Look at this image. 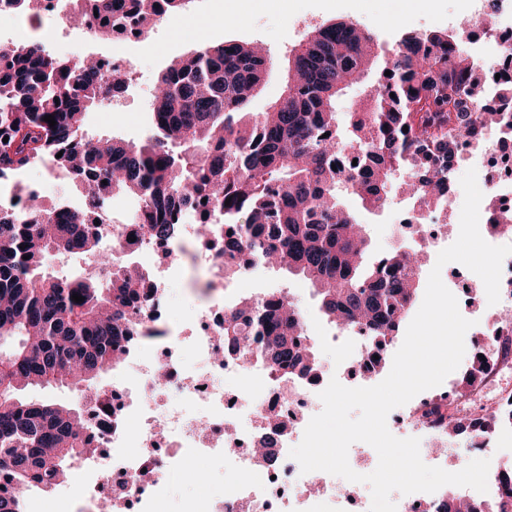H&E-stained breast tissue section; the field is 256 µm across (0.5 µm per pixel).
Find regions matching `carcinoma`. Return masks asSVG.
Instances as JSON below:
<instances>
[{"mask_svg":"<svg viewBox=\"0 0 512 512\" xmlns=\"http://www.w3.org/2000/svg\"><path fill=\"white\" fill-rule=\"evenodd\" d=\"M70 20L97 25L108 41L124 28L146 34L193 0H64ZM379 58L375 36L352 22L313 28L291 51L285 96L270 111L246 106L261 85L264 51L247 43L203 40L158 76L150 104L152 133L138 143L90 137L87 110L122 91L130 74L103 80L100 59L47 53L39 44L0 52V178L17 177L61 155L81 192L125 193L138 200L131 220L145 235L173 238L180 213L206 202L224 225V266L245 252L257 264L274 259L314 287L320 310L336 325L361 323L393 341L418 298L419 252L396 249L368 258L369 240L343 203L355 197L385 207L396 172L418 208L441 203L459 160L460 139L499 123L482 111L480 65L464 27L406 33L378 68L358 106L339 122L336 98L360 82ZM390 75H385L386 71ZM52 115L56 125L44 117ZM8 142H3V138ZM360 163L344 168L345 153ZM230 205H225L226 199ZM25 213L0 210V512H24L22 490H53L70 464L90 452L82 410L21 397L28 387L94 388L137 334L132 311L145 273L112 255L83 207L55 210L37 196ZM52 253L91 257L111 268L90 275L46 271ZM84 301L77 303L72 295ZM301 324L281 291L247 311L224 314V342L256 353L272 370L314 369L297 343ZM438 512H481L450 497Z\"/></svg>","mask_w":512,"mask_h":512,"instance_id":"obj_1","label":"carcinoma"}]
</instances>
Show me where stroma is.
Listing matches in <instances>:
<instances>
[{
  "label": "stroma",
  "mask_w": 512,
  "mask_h": 512,
  "mask_svg": "<svg viewBox=\"0 0 512 512\" xmlns=\"http://www.w3.org/2000/svg\"><path fill=\"white\" fill-rule=\"evenodd\" d=\"M461 0H426L415 5L411 0H295L289 14L266 7L264 0H254L244 7L242 0H195L183 24L178 27L161 23L139 41L125 45L132 62V82L117 100H104L89 110L84 129L93 136H112L124 141H139L149 134L152 123L150 100L160 71L178 57L194 52L201 39L213 42L233 40L265 45L273 58V67L250 102L253 112L268 111L283 95L287 83L286 58L298 40L313 27L338 21L353 22L371 30L383 48H390L408 32L449 31L460 20ZM9 39L22 44L38 43L48 50H59L64 57L87 54H112L113 44L87 41L72 28H62L33 20L17 26L0 22V41ZM402 194H392L387 206L378 212H361L371 254L402 247L404 241L395 232L396 217L404 209ZM238 287L250 294L282 290L298 300L311 325L323 326L327 320L319 309L313 288L305 279L284 270L264 266L243 276ZM194 467L170 469L163 475L164 512H181L183 502L198 491Z\"/></svg>",
  "instance_id": "1"
}]
</instances>
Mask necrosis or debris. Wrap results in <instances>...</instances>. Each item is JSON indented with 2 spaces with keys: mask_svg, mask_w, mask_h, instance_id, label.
Here are the masks:
<instances>
[{
  "mask_svg": "<svg viewBox=\"0 0 512 512\" xmlns=\"http://www.w3.org/2000/svg\"><path fill=\"white\" fill-rule=\"evenodd\" d=\"M467 39L484 62L480 73L485 103L502 107L497 96L512 81V0H499L487 17L477 0L467 8ZM461 158L477 172L483 186L480 222L495 245L503 236L492 226L512 214V127L487 132L478 141L464 140ZM453 208L409 210L403 229L425 251L448 236ZM101 230L115 251L139 260L166 254L167 262L150 269L140 299L139 333L126 344L121 385L85 395L82 409L94 452L83 457L80 482L55 488L58 501L80 502L85 512H155L162 494V474L187 463L221 462L224 495L200 491L183 512H370L372 498L326 472L302 473L291 448L302 439L310 419L322 409L318 397L334 374L320 367L307 377L272 373L255 356L224 352V315L237 307L227 292L229 276L240 277L247 265L224 271V248L215 237H199L196 225L184 224L179 236L158 243L136 224H105ZM192 258L208 274L205 300L195 304L189 329L171 323L167 284ZM499 311L491 315L482 339L466 363L471 383L425 391L389 414V425L425 442L427 458L436 464L485 455L491 440L474 435L467 455H459L448 431L464 414L492 411L500 424L512 427V255L502 263ZM326 341L351 364L347 374L366 381L380 375L390 353L359 325L329 333ZM238 382L242 391L231 390ZM278 434V461L268 465L255 453L268 431ZM29 499L49 494L38 486Z\"/></svg>",
  "mask_w": 512,
  "mask_h": 512,
  "instance_id": "obj_1",
  "label": "necrosis or debris"
}]
</instances>
